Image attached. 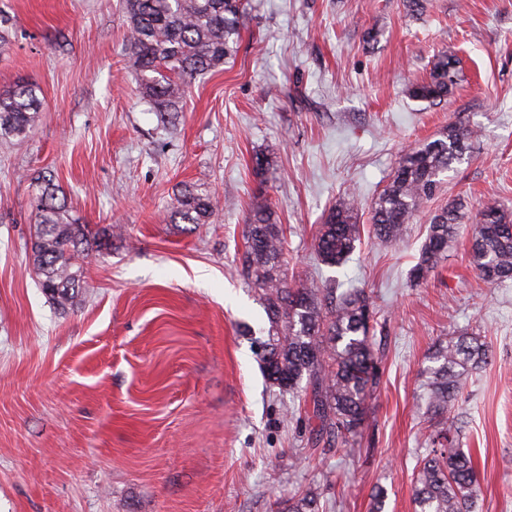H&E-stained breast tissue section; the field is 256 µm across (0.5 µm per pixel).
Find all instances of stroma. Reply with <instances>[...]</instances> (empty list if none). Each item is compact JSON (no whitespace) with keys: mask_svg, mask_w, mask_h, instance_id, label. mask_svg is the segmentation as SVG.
Masks as SVG:
<instances>
[{"mask_svg":"<svg viewBox=\"0 0 512 512\" xmlns=\"http://www.w3.org/2000/svg\"><path fill=\"white\" fill-rule=\"evenodd\" d=\"M424 4L413 18L404 0H248L234 58L192 84L170 131L139 92L119 0H0L13 30L0 89L25 79L43 101L27 136L0 146V512H273L306 491L325 512H371L377 486L385 512H414L428 357L464 331L493 354L462 390L461 446L482 512H512V281L478 278L469 221L434 271L408 278L448 201L512 207V0ZM448 46L456 88L410 98ZM452 123L479 130L472 152L400 245L379 241L371 211L401 155ZM261 151L277 161L265 196L289 282L333 277L375 303L381 385L339 449L316 443L308 404L266 380L242 332L268 325L241 266ZM43 173L90 237L124 228L81 256L64 311L33 266ZM185 185L213 198L211 223L174 222ZM347 194L364 230L330 268L313 242Z\"/></svg>","mask_w":512,"mask_h":512,"instance_id":"1","label":"stroma"}]
</instances>
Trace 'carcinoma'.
<instances>
[{
  "instance_id": "obj_1",
  "label": "carcinoma",
  "mask_w": 512,
  "mask_h": 512,
  "mask_svg": "<svg viewBox=\"0 0 512 512\" xmlns=\"http://www.w3.org/2000/svg\"><path fill=\"white\" fill-rule=\"evenodd\" d=\"M128 29L126 53L143 98L162 123L171 126L183 108L192 80L224 65L237 48L246 8L243 0H123ZM453 51L440 52L427 79L408 94L420 101L448 97L458 81ZM42 100L37 87L18 81L0 92V144L24 138L38 121ZM477 131L450 124L441 137L408 150L379 194L372 214L374 233L386 242L401 240L425 203L439 190L441 176L462 159ZM274 170L273 157L257 153L252 171L260 186ZM33 264L45 296L61 310L75 298L82 272L77 260L88 245L87 226L58 197L53 178H37ZM215 204L208 194L181 190L174 216L184 224H209ZM465 205L453 200L437 211L410 278L418 283L443 259L448 242L465 218ZM358 203L336 202L315 239L322 264H344L360 240ZM241 261L245 278L258 291L269 327L255 350L263 373L282 391L310 388L309 421L316 440L342 447L363 427L368 400L381 382V361L373 349L374 301L363 288L288 286L286 241L271 203L258 196L246 231ZM470 258L481 280H512V208L490 205L476 216ZM491 350L474 333L464 332L432 352L426 415L434 421L432 447L423 449L413 475L415 512H477L481 492L472 455L459 448L463 421L460 389L466 374L488 363ZM312 492L289 498L277 512H322Z\"/></svg>"
}]
</instances>
